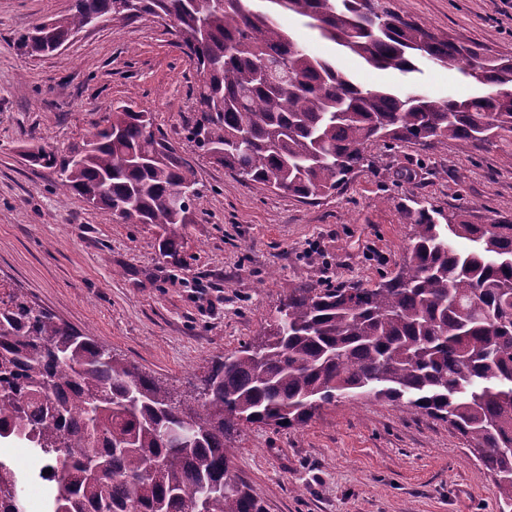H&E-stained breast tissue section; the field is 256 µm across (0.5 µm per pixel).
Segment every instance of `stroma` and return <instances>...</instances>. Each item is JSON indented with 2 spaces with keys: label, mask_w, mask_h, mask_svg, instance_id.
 <instances>
[{
  "label": "stroma",
  "mask_w": 512,
  "mask_h": 512,
  "mask_svg": "<svg viewBox=\"0 0 512 512\" xmlns=\"http://www.w3.org/2000/svg\"><path fill=\"white\" fill-rule=\"evenodd\" d=\"M72 4L0 0V279L174 392L199 387L217 357L259 336L286 284L372 285L394 275L421 202L467 211L477 224L512 219L502 144L466 152L451 141L376 144L372 168L317 203L241 184L189 140L196 73L159 18L83 28L56 54L18 49L21 34L66 16ZM389 5L437 37L512 54V7L502 0ZM276 20L364 86H414L437 99L474 92L458 67L423 61L416 73L378 70L301 17ZM117 103L151 112L197 184L183 263L161 256L154 225L122 223L62 194L54 170L22 155L32 144L67 154ZM228 445L267 512H497L496 488L458 432L381 400H341L305 425L246 428Z\"/></svg>",
  "instance_id": "obj_1"
}]
</instances>
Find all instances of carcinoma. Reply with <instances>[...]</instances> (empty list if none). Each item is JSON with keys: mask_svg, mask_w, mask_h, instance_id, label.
Returning a JSON list of instances; mask_svg holds the SVG:
<instances>
[{"mask_svg": "<svg viewBox=\"0 0 512 512\" xmlns=\"http://www.w3.org/2000/svg\"><path fill=\"white\" fill-rule=\"evenodd\" d=\"M257 2L139 0V13L172 21L202 77L192 141L243 183L311 202L369 166L377 142L512 146V55L440 40L379 0H267L377 69L461 62L482 93L438 100L362 87ZM114 3L74 0L51 40L107 25ZM17 44L30 56L49 46L28 32ZM149 124L148 113L121 105L67 155L42 146L23 155L58 169L63 192L158 227L160 251L175 257L197 191ZM183 189L192 193L179 204ZM414 224L393 277L288 287L265 333L219 359L184 398L1 284L0 447L31 448L60 468L48 512H265L233 468V433L302 426L339 398H374L448 423L492 478L499 512H512V220L474 224L422 205ZM21 481L0 461V512H25Z\"/></svg>", "mask_w": 512, "mask_h": 512, "instance_id": "1", "label": "carcinoma"}]
</instances>
